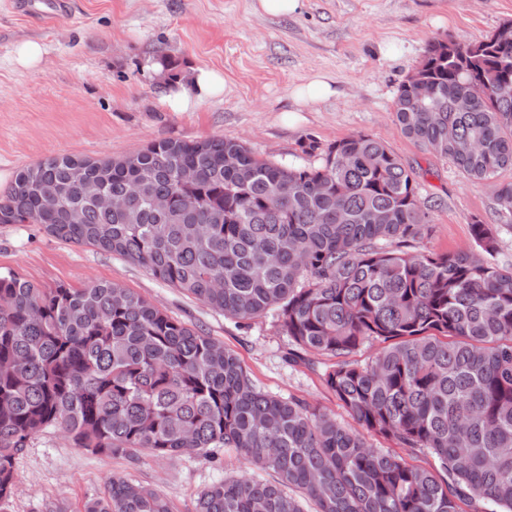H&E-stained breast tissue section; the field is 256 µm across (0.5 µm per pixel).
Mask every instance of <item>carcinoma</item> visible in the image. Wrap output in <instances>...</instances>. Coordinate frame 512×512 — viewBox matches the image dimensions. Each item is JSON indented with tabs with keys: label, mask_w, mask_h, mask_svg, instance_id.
I'll list each match as a JSON object with an SVG mask.
<instances>
[{
	"label": "carcinoma",
	"mask_w": 512,
	"mask_h": 512,
	"mask_svg": "<svg viewBox=\"0 0 512 512\" xmlns=\"http://www.w3.org/2000/svg\"><path fill=\"white\" fill-rule=\"evenodd\" d=\"M400 130L438 147L512 212V20L461 45L433 40L394 104ZM191 168L195 179L181 182ZM96 185L118 206L98 205ZM62 198L53 212L40 195ZM164 198V210L152 202ZM0 224L136 262L237 321L270 316L296 349L326 357L323 385L355 421L257 387L239 356L115 282L40 288L0 274V505L16 460L59 430L94 454L207 456L233 448L276 479L242 476L188 512H512V266L491 224L474 247L409 252L430 231L417 172L354 134L319 167L257 157L239 140L166 139L130 155H57L19 169ZM366 342L379 351L361 364ZM377 435L394 450L368 445ZM83 512H175L120 477Z\"/></svg>",
	"instance_id": "cac0c4a2"
}]
</instances>
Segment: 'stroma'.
<instances>
[{"instance_id": "1", "label": "stroma", "mask_w": 512, "mask_h": 512, "mask_svg": "<svg viewBox=\"0 0 512 512\" xmlns=\"http://www.w3.org/2000/svg\"><path fill=\"white\" fill-rule=\"evenodd\" d=\"M18 2L0 0V191L21 167L59 154L117 158L164 139L217 137L274 163L317 167L328 145L364 133L420 173L431 233L417 251L470 248L477 218L496 227L502 258L512 262V213L499 210L491 186L403 135L393 114L429 42L486 37L512 19V0H302L299 12L278 17L255 12L254 0H70L53 23L23 14ZM29 41L42 49L33 67L19 61ZM166 59L174 71L164 70ZM201 68L223 76V93L195 99ZM318 75L333 95L296 104L292 89ZM311 142L318 149L309 154ZM0 272L42 288L119 283L235 351L261 390L351 422L322 384L323 357L311 366L287 362L290 340L271 318H225L141 265L60 241L38 224H0ZM250 469L232 448L206 459L144 452L132 462L91 454L54 431L18 458V487L0 512H45L51 503L80 512L115 476L187 512L213 481Z\"/></svg>"}]
</instances>
